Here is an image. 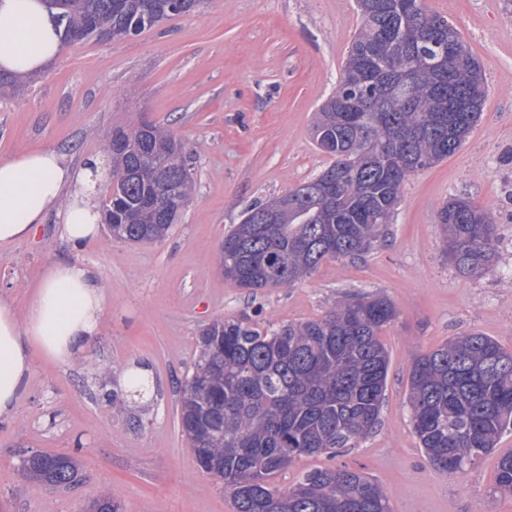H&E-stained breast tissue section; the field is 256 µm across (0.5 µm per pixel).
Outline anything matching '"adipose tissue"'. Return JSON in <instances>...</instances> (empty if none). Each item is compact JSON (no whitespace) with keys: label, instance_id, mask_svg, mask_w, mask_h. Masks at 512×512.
I'll use <instances>...</instances> for the list:
<instances>
[{"label":"adipose tissue","instance_id":"ef3b65f1","mask_svg":"<svg viewBox=\"0 0 512 512\" xmlns=\"http://www.w3.org/2000/svg\"><path fill=\"white\" fill-rule=\"evenodd\" d=\"M61 52L41 0H0V70L24 75ZM97 158L73 169L57 151L23 150L0 159V243L30 239L56 216L71 243L96 237L100 211L93 171ZM98 273L59 260L35 288L26 314L0 299V416L10 415L32 379V347L67 362L97 334L110 305Z\"/></svg>","mask_w":512,"mask_h":512}]
</instances>
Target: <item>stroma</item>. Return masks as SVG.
I'll use <instances>...</instances> for the list:
<instances>
[{
    "label": "stroma",
    "mask_w": 512,
    "mask_h": 512,
    "mask_svg": "<svg viewBox=\"0 0 512 512\" xmlns=\"http://www.w3.org/2000/svg\"><path fill=\"white\" fill-rule=\"evenodd\" d=\"M479 60L480 121L455 154L405 182L384 241L360 259H329L291 287L252 291L226 281L224 233L252 203L315 177L331 158L312 142L314 112L336 89L359 25L354 0H205L123 40L63 48L24 92L0 97V158L50 148L73 166L102 156L112 129L170 127L185 144L195 189L178 224L153 244L101 232L75 247L55 219L32 240L0 244V298L26 312L47 268L66 259L98 268L111 308L69 362L32 351V380L0 418V512H84L112 489L124 512H233L223 484L203 474L181 432V385L197 338L224 318L276 327L322 317L340 296L385 295L398 316L380 334L390 367L379 426L333 460L304 456L272 479L292 487L333 464L373 478L391 512H512L495 492L494 453L459 475L434 470L406 407L419 354L475 331L512 350V0H424ZM462 196L488 210L498 234L493 271L475 279L448 261L437 211ZM146 364L147 403L103 399L130 362ZM75 454L68 489L25 480L21 454Z\"/></svg>",
    "instance_id": "35a3bbf8"
}]
</instances>
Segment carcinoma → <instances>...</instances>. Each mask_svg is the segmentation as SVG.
<instances>
[{
    "label": "carcinoma",
    "instance_id": "cac0c4a2",
    "mask_svg": "<svg viewBox=\"0 0 512 512\" xmlns=\"http://www.w3.org/2000/svg\"><path fill=\"white\" fill-rule=\"evenodd\" d=\"M62 46L122 40L186 13L202 0H43ZM359 26L336 91L310 135L333 161L304 184L256 202L224 234L220 269L240 288L292 286L327 259H360L390 224L404 182L459 150L481 118V66L460 34L423 0H356ZM106 220L112 238L163 240L191 200L182 142L163 127H117ZM266 211L274 224H255ZM448 259L462 274L492 271L491 215L464 198L438 211ZM397 316L384 296L347 297L322 318L278 328L216 320L198 336L182 387L180 423L202 473L224 483L234 512H391L378 483L348 467L304 472L287 491L271 479L301 456L329 460L357 448L380 421L390 356L380 332ZM407 405L434 469L478 464L512 428V350L465 333L416 357ZM23 475L55 487L79 473L68 454L33 453ZM495 491L512 497V454ZM86 512H123L107 491Z\"/></svg>",
    "mask_w": 512,
    "mask_h": 512
}]
</instances>
